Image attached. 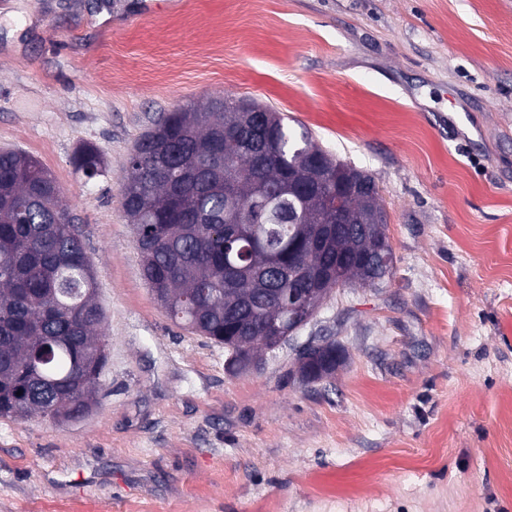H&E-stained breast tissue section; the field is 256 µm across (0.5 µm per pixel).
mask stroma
Returning <instances> with one entry per match:
<instances>
[{
    "mask_svg": "<svg viewBox=\"0 0 512 512\" xmlns=\"http://www.w3.org/2000/svg\"><path fill=\"white\" fill-rule=\"evenodd\" d=\"M138 6L0 0V148L54 177L107 337L88 415L0 419V512H512V0ZM224 96L372 175L396 258L243 374L157 302L122 207L139 135ZM312 336L344 360L305 382ZM75 165L89 179L100 175L102 172L100 154L92 145H85L76 152Z\"/></svg>",
    "mask_w": 512,
    "mask_h": 512,
    "instance_id": "obj_1",
    "label": "stroma"
}]
</instances>
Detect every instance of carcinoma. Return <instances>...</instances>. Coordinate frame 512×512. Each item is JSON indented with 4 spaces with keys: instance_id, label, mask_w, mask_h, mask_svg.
<instances>
[{
    "instance_id": "carcinoma-1",
    "label": "carcinoma",
    "mask_w": 512,
    "mask_h": 512,
    "mask_svg": "<svg viewBox=\"0 0 512 512\" xmlns=\"http://www.w3.org/2000/svg\"><path fill=\"white\" fill-rule=\"evenodd\" d=\"M262 111V125L254 110ZM92 179L102 160L81 147ZM122 206L134 224L143 276L170 316L230 351L231 366L267 349V328L288 321L292 259L322 288H372L354 257L389 242L371 175L318 146L270 105L214 99L162 115L136 142ZM55 180L19 149L0 150V418L63 422L87 402L106 364L97 278ZM41 360L42 372L28 370ZM336 343L298 363L305 381L332 376Z\"/></svg>"
}]
</instances>
